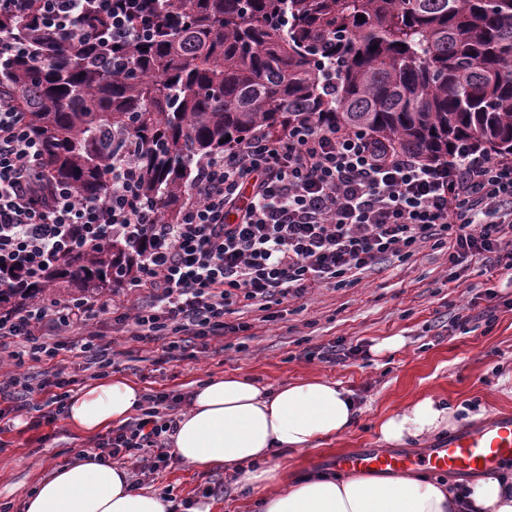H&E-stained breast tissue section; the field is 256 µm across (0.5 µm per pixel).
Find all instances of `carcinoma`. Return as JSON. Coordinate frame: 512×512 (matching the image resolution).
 Wrapping results in <instances>:
<instances>
[{
  "mask_svg": "<svg viewBox=\"0 0 512 512\" xmlns=\"http://www.w3.org/2000/svg\"><path fill=\"white\" fill-rule=\"evenodd\" d=\"M175 27L146 45L88 57L0 17L27 51L0 61L44 140L46 184L105 196L111 160L129 155L137 194L176 222L195 164L256 129L280 137L301 118L354 127L426 163L470 144L512 155V0H173ZM365 16V20L357 16ZM123 237L68 254L23 288L0 289V311L47 284L82 292L132 276Z\"/></svg>",
  "mask_w": 512,
  "mask_h": 512,
  "instance_id": "1",
  "label": "carcinoma"
}]
</instances>
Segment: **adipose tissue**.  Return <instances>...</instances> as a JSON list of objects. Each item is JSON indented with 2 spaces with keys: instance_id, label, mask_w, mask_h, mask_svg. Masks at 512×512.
<instances>
[{
  "instance_id": "ef3b65f1",
  "label": "adipose tissue",
  "mask_w": 512,
  "mask_h": 512,
  "mask_svg": "<svg viewBox=\"0 0 512 512\" xmlns=\"http://www.w3.org/2000/svg\"><path fill=\"white\" fill-rule=\"evenodd\" d=\"M142 399L140 388L115 375L72 395L71 427L94 434L125 423ZM458 410L420 396L383 417L380 440L400 446L454 429ZM359 409L340 383L320 378L266 387L244 376L213 377L192 392L177 420L173 454L197 469L235 473L259 497L260 512H512V474L488 475L457 490L414 473L378 476L305 475L283 480L280 453L316 448L350 430ZM23 512H167L154 492L131 489L126 470L91 451L59 467L26 497Z\"/></svg>"
}]
</instances>
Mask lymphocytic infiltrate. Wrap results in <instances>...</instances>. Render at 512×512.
<instances>
[{
    "label": "lymphocytic infiltrate",
    "instance_id": "obj_1",
    "mask_svg": "<svg viewBox=\"0 0 512 512\" xmlns=\"http://www.w3.org/2000/svg\"><path fill=\"white\" fill-rule=\"evenodd\" d=\"M170 0H0V14L33 22L53 40L76 35L123 48L151 42L171 26ZM42 142L16 96L0 91V288L14 273L38 276L62 254L120 235L146 239L131 279L136 299L108 306L92 298L46 305L29 298L0 314V401L18 411L44 398L49 418L65 409L69 379L49 366L77 353L88 378L115 363L113 341L93 326L111 316L119 336L153 343L171 361L192 343L208 348L248 331L231 315L267 311L322 287L359 281L381 261L407 259L426 245L447 249L452 266L512 261V157L464 147L452 165L381 148L369 134L293 124L281 138L255 130L224 155L198 162L176 223L135 202L133 162H112L106 198L46 187ZM38 370L22 372L24 360ZM183 396L145 394L129 422L93 443L101 458L130 467L140 488L173 460L170 437Z\"/></svg>",
    "mask_w": 512,
    "mask_h": 512
}]
</instances>
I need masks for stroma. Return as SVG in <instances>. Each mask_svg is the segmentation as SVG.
<instances>
[{
    "label": "stroma",
    "instance_id": "1",
    "mask_svg": "<svg viewBox=\"0 0 512 512\" xmlns=\"http://www.w3.org/2000/svg\"><path fill=\"white\" fill-rule=\"evenodd\" d=\"M512 295V272L474 263L449 264L441 250L424 248L405 261L389 260L345 288H320L305 298L271 305L270 321L255 320L249 331L226 335L220 354L199 353L179 362L158 361L153 345L121 337L124 350L112 373L142 390L190 394L202 381L245 374L264 385L322 378L342 383L361 413L346 434L294 457H282L292 478L326 470L328 459L354 448L378 447V423L420 395L464 406L457 424L473 414L492 417L512 411V310L501 307L492 329L451 321L453 307L488 305L489 293ZM399 336L401 349L355 357L340 365L313 358L317 348L341 341L373 347ZM92 444L65 418L46 422L35 409L10 414L0 432V512H22L28 492ZM186 512L185 501L208 498L212 512H255L254 495L239 490L231 473L199 471L184 462L156 475L148 485Z\"/></svg>",
    "mask_w": 512,
    "mask_h": 512
}]
</instances>
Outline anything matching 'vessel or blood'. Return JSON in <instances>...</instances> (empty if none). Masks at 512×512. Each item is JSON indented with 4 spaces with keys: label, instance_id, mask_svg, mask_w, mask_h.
Returning a JSON list of instances; mask_svg holds the SVG:
<instances>
[{
    "label": "vessel or blood",
    "instance_id": "b4317fda",
    "mask_svg": "<svg viewBox=\"0 0 512 512\" xmlns=\"http://www.w3.org/2000/svg\"><path fill=\"white\" fill-rule=\"evenodd\" d=\"M507 459H512V415L503 413L479 427H461L422 455L356 449L336 455L330 463L343 471L398 475L426 468L466 475L493 468Z\"/></svg>",
    "mask_w": 512,
    "mask_h": 512
}]
</instances>
